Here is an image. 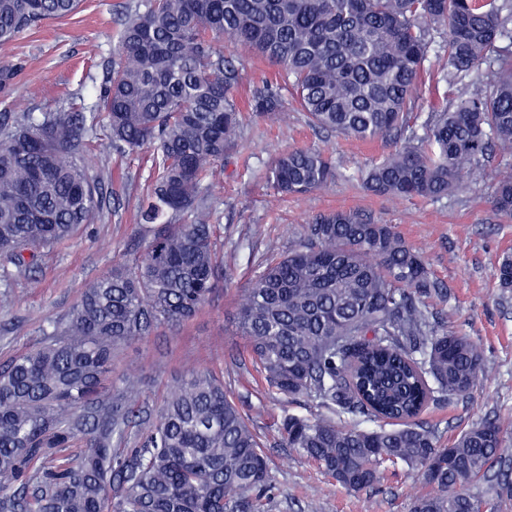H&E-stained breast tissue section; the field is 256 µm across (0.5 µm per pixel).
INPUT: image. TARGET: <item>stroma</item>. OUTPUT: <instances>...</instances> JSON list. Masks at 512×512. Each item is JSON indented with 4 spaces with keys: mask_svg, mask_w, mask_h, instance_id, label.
Segmentation results:
<instances>
[{
    "mask_svg": "<svg viewBox=\"0 0 512 512\" xmlns=\"http://www.w3.org/2000/svg\"><path fill=\"white\" fill-rule=\"evenodd\" d=\"M118 4L132 10L139 0H82L69 17L0 44V66L14 71L12 80L0 85V112L33 86L40 90L30 102L34 112L63 110L79 97H90L111 56ZM231 52L240 71L238 96L273 83L276 65L239 46ZM295 147L330 156L336 179L305 195L274 198L268 168L275 156ZM392 149L389 142H362L312 129L300 112H289L287 122L280 124L263 118L246 121L237 148L224 159L223 181L207 191L214 221L221 226L217 250L224 256L228 280L191 320L158 326L112 358L113 384L135 377L144 414L151 418L187 368H206L223 379L268 458L272 488L262 498L260 512H410L420 491L415 478L398 466L389 468L380 484L353 492L300 452L281 446L276 426L285 415L314 416L323 409L268 391L243 351L236 319L244 289L268 244L288 252L315 215L359 209L394 225L423 252L434 276L448 288L447 303L429 302V310L444 317L449 330L480 343L486 372L468 399L430 407L423 415L437 425L441 443L488 416L512 422V291L499 288L490 276L492 264L502 254H512V217L494 209L495 184L489 178L463 177L457 190L439 200L402 201L365 191L363 173ZM89 168L104 188L101 208L93 223L42 249L33 275L38 287L30 286L33 277H11L14 302L0 309V363L44 341L53 327L64 323L89 282L113 266L132 264L151 237L136 221L152 178L145 156L115 152L102 126Z\"/></svg>",
    "mask_w": 512,
    "mask_h": 512,
    "instance_id": "obj_1",
    "label": "stroma"
}]
</instances>
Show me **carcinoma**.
<instances>
[{"instance_id": "1", "label": "carcinoma", "mask_w": 512, "mask_h": 512, "mask_svg": "<svg viewBox=\"0 0 512 512\" xmlns=\"http://www.w3.org/2000/svg\"><path fill=\"white\" fill-rule=\"evenodd\" d=\"M78 6L0 0V42ZM442 34L440 81L462 88L421 121L415 102ZM226 41L278 66L311 127L395 145L365 173L367 191L441 199L467 172L493 178V205L512 217V167L491 166L512 152V0H144L121 16L92 111L29 112L21 100L0 112V260L19 273L100 208L83 160L99 117L117 150L151 149L156 173L139 209L154 225L142 256L89 283L63 327L0 365V512H258L267 459L223 380L187 370L151 423L134 378L100 390L115 350L189 320L227 279L202 193L224 178L246 119ZM249 109L288 121L271 90ZM268 179L306 194L334 181L336 164L295 148ZM492 275L511 290L512 255ZM433 298L448 300V289L393 225L335 210L255 275L238 328L268 389L330 412L285 416L286 447L353 491L375 486L386 463L406 466L421 485L411 512L492 510L475 488L508 477L512 425L487 418L442 447L422 420L434 403L467 398L484 373L479 345L428 312ZM132 427L138 447H113ZM76 439L85 448L56 456Z\"/></svg>"}]
</instances>
